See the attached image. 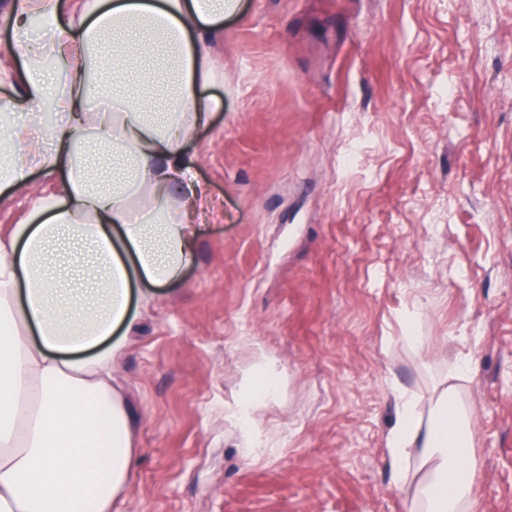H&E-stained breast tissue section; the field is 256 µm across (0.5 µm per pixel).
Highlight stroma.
<instances>
[{"mask_svg":"<svg viewBox=\"0 0 512 512\" xmlns=\"http://www.w3.org/2000/svg\"><path fill=\"white\" fill-rule=\"evenodd\" d=\"M237 2L202 90L224 106L185 146L209 198L194 253L118 332L137 450L118 512H407L393 389L430 411L463 359L472 512H512V0ZM66 192L33 173L0 195V236ZM262 361L279 391L249 457L233 413Z\"/></svg>","mask_w":512,"mask_h":512,"instance_id":"obj_1","label":"stroma"}]
</instances>
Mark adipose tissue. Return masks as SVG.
I'll use <instances>...</instances> for the list:
<instances>
[{
	"label": "adipose tissue",
	"mask_w": 512,
	"mask_h": 512,
	"mask_svg": "<svg viewBox=\"0 0 512 512\" xmlns=\"http://www.w3.org/2000/svg\"><path fill=\"white\" fill-rule=\"evenodd\" d=\"M234 0H23L14 18L24 54V103L52 98L61 119L11 123L0 137V191L32 170L66 174V199L34 200L0 239V512H113L133 472L135 426L113 387L130 323L129 283L176 280L192 255V215L204 192L184 150L223 102L201 97L213 79L211 37ZM53 30L29 48L32 15ZM387 437L392 477L410 461L425 475L422 512H471L470 414L442 394L429 424L395 389Z\"/></svg>",
	"instance_id": "obj_1"
}]
</instances>
